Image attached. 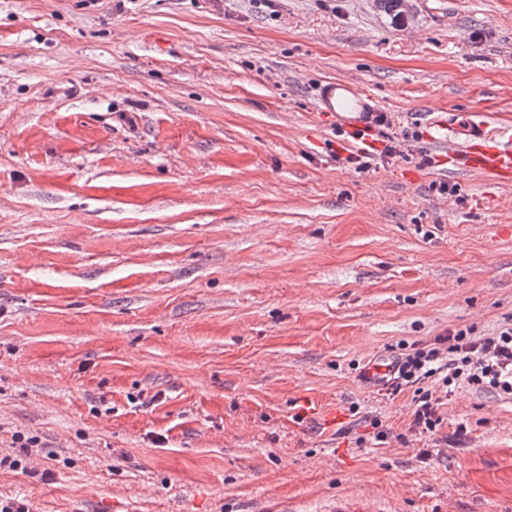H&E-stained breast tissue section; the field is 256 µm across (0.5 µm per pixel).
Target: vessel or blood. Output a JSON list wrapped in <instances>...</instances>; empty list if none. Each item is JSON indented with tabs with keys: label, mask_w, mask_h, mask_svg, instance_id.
<instances>
[{
	"label": "vessel or blood",
	"mask_w": 512,
	"mask_h": 512,
	"mask_svg": "<svg viewBox=\"0 0 512 512\" xmlns=\"http://www.w3.org/2000/svg\"><path fill=\"white\" fill-rule=\"evenodd\" d=\"M316 109L345 118L355 141L371 144L376 127L375 98L346 80H329L321 87ZM437 139L451 170L476 172L500 183L512 182V125L496 126L482 119L439 120ZM327 512H391L381 501L366 496L337 499Z\"/></svg>",
	"instance_id": "1"
}]
</instances>
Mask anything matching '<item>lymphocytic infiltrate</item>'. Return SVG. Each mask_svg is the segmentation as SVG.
<instances>
[{
	"label": "lymphocytic infiltrate",
	"instance_id": "1",
	"mask_svg": "<svg viewBox=\"0 0 512 512\" xmlns=\"http://www.w3.org/2000/svg\"><path fill=\"white\" fill-rule=\"evenodd\" d=\"M388 385L396 393L412 388L418 433L438 432L444 423L441 409L456 389L512 395V326L485 336L452 331L400 353Z\"/></svg>",
	"mask_w": 512,
	"mask_h": 512
}]
</instances>
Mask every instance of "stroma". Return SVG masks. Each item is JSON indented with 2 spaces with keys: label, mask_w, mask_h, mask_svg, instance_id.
Returning <instances> with one entry per match:
<instances>
[{
  "label": "stroma",
  "mask_w": 512,
  "mask_h": 512,
  "mask_svg": "<svg viewBox=\"0 0 512 512\" xmlns=\"http://www.w3.org/2000/svg\"><path fill=\"white\" fill-rule=\"evenodd\" d=\"M330 79L408 151L348 164ZM470 109L512 123V0H0V457L35 436L53 473L0 497L512 512V396L421 435L412 389L359 376L512 322V183L449 173L431 128ZM326 509L327 512H391V509L378 499L366 496L337 498L336 502Z\"/></svg>",
  "instance_id": "1"
}]
</instances>
